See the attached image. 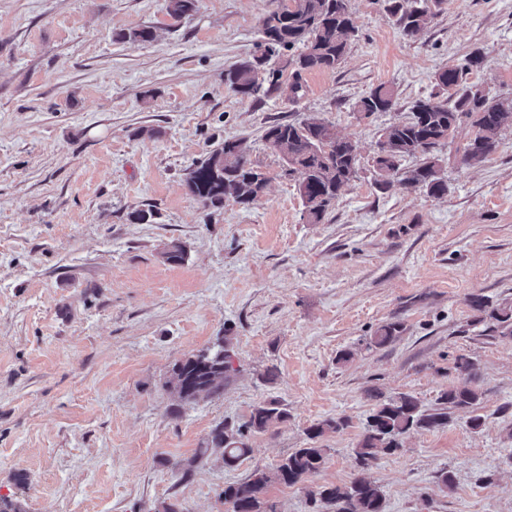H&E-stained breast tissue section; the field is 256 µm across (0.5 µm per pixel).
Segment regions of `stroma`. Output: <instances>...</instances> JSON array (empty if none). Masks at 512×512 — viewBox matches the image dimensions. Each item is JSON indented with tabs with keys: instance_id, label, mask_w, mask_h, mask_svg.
Instances as JSON below:
<instances>
[{
	"instance_id": "obj_1",
	"label": "stroma",
	"mask_w": 512,
	"mask_h": 512,
	"mask_svg": "<svg viewBox=\"0 0 512 512\" xmlns=\"http://www.w3.org/2000/svg\"><path fill=\"white\" fill-rule=\"evenodd\" d=\"M175 20L164 0H0V495L24 512H230L226 486L319 438L322 468L264 493L276 512H327L308 492L380 484L386 512H512V336L471 301L512 303V128L480 166L461 164L462 125L442 146L447 194L375 184L381 130L472 52L469 82L512 96V0H448L404 35L383 0H349L357 33L339 67L246 96L224 72L247 56L272 0H199ZM147 27V43L122 41ZM392 86L394 108L358 119L355 102ZM315 114L358 142L359 170L309 224L294 179L264 135ZM245 140L269 182L250 205L192 195L194 161ZM136 211L149 221H133ZM184 263L162 257L171 242ZM402 333L369 350L383 324ZM229 338L223 393L186 403L174 365ZM353 354L340 364L341 350ZM476 377L455 368L458 357ZM478 390L480 429L407 434L360 467L353 448L376 396L435 408L453 386ZM286 421L249 435L225 467L212 428L261 402ZM448 471L453 489H441ZM25 473L17 483L16 473Z\"/></svg>"
}]
</instances>
